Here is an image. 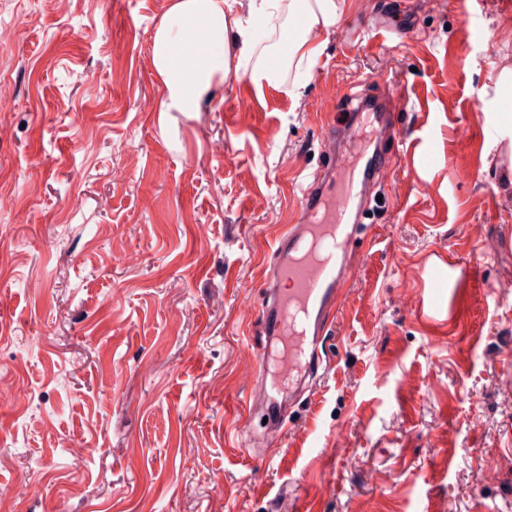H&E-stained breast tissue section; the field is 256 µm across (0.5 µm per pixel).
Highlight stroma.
Instances as JSON below:
<instances>
[{
  "label": "stroma",
  "mask_w": 512,
  "mask_h": 512,
  "mask_svg": "<svg viewBox=\"0 0 512 512\" xmlns=\"http://www.w3.org/2000/svg\"><path fill=\"white\" fill-rule=\"evenodd\" d=\"M385 2L343 0L316 63L286 71L293 93L255 94L243 67L198 111L164 112L151 50L169 0H0L15 36L0 45V512H512V294L494 290L512 251L479 254L454 326L398 306L435 249L512 229V0H428L416 35L382 40L367 25ZM392 72L432 114L407 117V140L436 155L402 159L396 204L359 244L316 417L269 458L235 432L249 349L235 286L259 280L289 168L319 164L323 113ZM465 120L486 130L472 174Z\"/></svg>",
  "instance_id": "stroma-1"
}]
</instances>
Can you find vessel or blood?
<instances>
[{"instance_id": "obj_1", "label": "vessel or blood", "mask_w": 512, "mask_h": 512, "mask_svg": "<svg viewBox=\"0 0 512 512\" xmlns=\"http://www.w3.org/2000/svg\"><path fill=\"white\" fill-rule=\"evenodd\" d=\"M409 100L398 77L382 79L376 96L352 94L346 111L320 126V164L306 169L300 194L286 224L273 240L262 270V299L252 308L251 284H241L243 308L253 311L255 335L264 337L262 353L239 368L249 392L237 427L252 435L256 417H263V446L275 452L295 427V407H312L321 383L335 366L327 343L335 336L351 290L359 259L355 244L370 229L367 215L378 208V195L395 174L406 148L397 113ZM438 267L448 270V302L416 299L422 284L418 273H407L411 286L400 297L409 314L434 319L454 318L472 300L476 285V253L439 251Z\"/></svg>"}]
</instances>
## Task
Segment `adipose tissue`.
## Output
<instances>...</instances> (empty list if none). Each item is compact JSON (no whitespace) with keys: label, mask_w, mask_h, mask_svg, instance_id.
Masks as SVG:
<instances>
[{"label":"adipose tissue","mask_w":512,"mask_h":512,"mask_svg":"<svg viewBox=\"0 0 512 512\" xmlns=\"http://www.w3.org/2000/svg\"><path fill=\"white\" fill-rule=\"evenodd\" d=\"M248 6L251 15L266 19L302 15L299 35L289 36L284 24L276 30L286 66L298 68L317 60L323 48L319 33L334 27L343 12L341 0H249ZM232 11V0H171L152 43L153 65L166 89L163 111H197L214 81L229 77L231 56L252 58L255 33Z\"/></svg>","instance_id":"adipose-tissue-1"}]
</instances>
